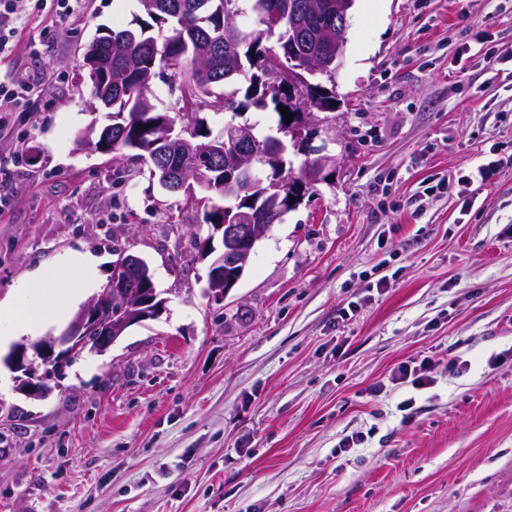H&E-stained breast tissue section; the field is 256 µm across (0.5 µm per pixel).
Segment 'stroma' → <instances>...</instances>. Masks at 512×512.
I'll return each mask as SVG.
<instances>
[{"label":"stroma","mask_w":512,"mask_h":512,"mask_svg":"<svg viewBox=\"0 0 512 512\" xmlns=\"http://www.w3.org/2000/svg\"><path fill=\"white\" fill-rule=\"evenodd\" d=\"M139 14L77 0L0 61L42 78L0 141V301L70 292L28 334L0 324V354L59 335L121 248L165 300L45 397L0 369V512H512V0H354L336 107L292 157L336 165L220 306L186 196L79 142L110 122L85 47ZM425 358L431 384L392 382Z\"/></svg>","instance_id":"1"}]
</instances>
